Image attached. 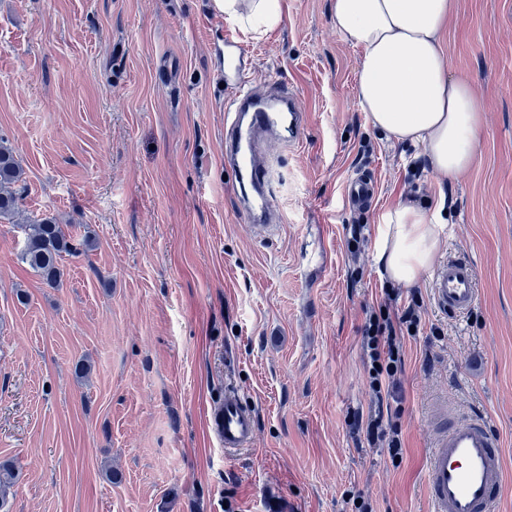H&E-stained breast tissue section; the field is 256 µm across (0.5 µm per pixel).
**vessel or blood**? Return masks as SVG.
I'll list each match as a JSON object with an SVG mask.
<instances>
[{"label": "vessel or blood", "mask_w": 512, "mask_h": 512, "mask_svg": "<svg viewBox=\"0 0 512 512\" xmlns=\"http://www.w3.org/2000/svg\"><path fill=\"white\" fill-rule=\"evenodd\" d=\"M242 47L233 35L224 37V81L235 94L224 109V164L235 173L238 209L248 221L265 230L279 221L270 170L259 153L269 139L295 140L306 124V114L293 93L279 90L258 96L241 68ZM377 196L374 179L358 175L345 186V204L360 210ZM477 273L465 257L441 261L430 288L444 314H469L478 299ZM209 427L225 454L253 446L256 413L239 389L226 385L212 408ZM505 456L499 436L486 416L456 414L436 431L425 461L424 480L431 512H492L504 486Z\"/></svg>", "instance_id": "b4317fda"}]
</instances>
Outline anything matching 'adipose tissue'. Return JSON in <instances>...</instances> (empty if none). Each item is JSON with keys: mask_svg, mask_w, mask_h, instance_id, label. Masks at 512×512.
<instances>
[{"mask_svg": "<svg viewBox=\"0 0 512 512\" xmlns=\"http://www.w3.org/2000/svg\"><path fill=\"white\" fill-rule=\"evenodd\" d=\"M456 0H332L333 26L361 50L357 94L373 127L422 146L434 173L454 179L475 164L480 108L467 81L450 75L447 34ZM443 225L409 201L378 228L376 261L396 284L414 285L442 244Z\"/></svg>", "mask_w": 512, "mask_h": 512, "instance_id": "obj_1", "label": "adipose tissue"}]
</instances>
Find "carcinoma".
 Returning a JSON list of instances; mask_svg holds the SVG:
<instances>
[{
    "label": "carcinoma",
    "mask_w": 512,
    "mask_h": 512,
    "mask_svg": "<svg viewBox=\"0 0 512 512\" xmlns=\"http://www.w3.org/2000/svg\"><path fill=\"white\" fill-rule=\"evenodd\" d=\"M23 167L12 146L0 139V224H24L28 233L18 253L20 263L37 273L48 285L56 284L62 275L60 261L66 255L77 253L78 247L89 244V239L76 243L68 230L54 216L31 218L22 209L25 188L20 186ZM14 486V469L0 462V500Z\"/></svg>",
    "instance_id": "cac0c4a2"
}]
</instances>
